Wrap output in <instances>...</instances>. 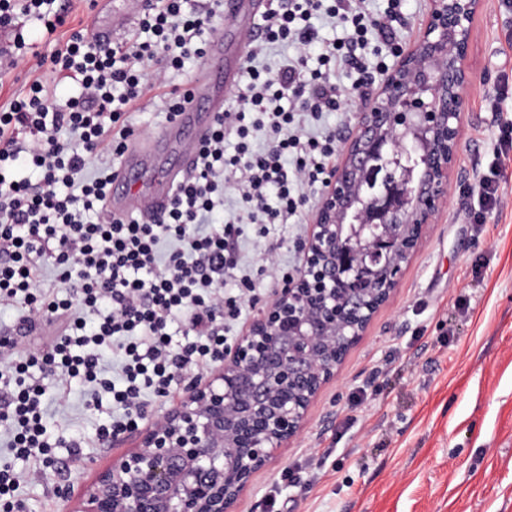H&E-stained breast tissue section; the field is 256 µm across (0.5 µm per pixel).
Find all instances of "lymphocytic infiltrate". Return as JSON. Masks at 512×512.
Segmentation results:
<instances>
[{
	"mask_svg": "<svg viewBox=\"0 0 512 512\" xmlns=\"http://www.w3.org/2000/svg\"><path fill=\"white\" fill-rule=\"evenodd\" d=\"M187 0H157L138 21L139 37L109 46L91 29L58 31L67 11L56 0H0V29L14 33L12 66L25 61L20 18L36 22L55 42L53 72L74 81L79 96L57 103L41 81L0 106V309L18 313L19 329L58 319L61 330L47 349L18 352L0 347V431L11 460L0 462V506L15 501L20 475L14 460L48 454L51 445L41 408L46 395L65 403L69 381L88 385L90 408L100 392L112 395V414L95 429L96 445L137 427L147 392L169 394L183 372L222 361L233 325L262 301H273L289 277L276 255L271 228L301 214L308 192L324 187L336 167V133L323 127L330 112L349 111L388 73L404 51L399 29L405 0H272L259 22L238 83L239 107L216 118L195 149L194 174L175 189L159 215H110L106 198L112 160L121 158L137 131L129 114L162 89L166 121L189 100L188 87L167 88L169 71L189 58H205L223 16L222 0L207 10H186ZM324 20L342 27L340 41L321 37ZM295 56L278 70L256 66L276 47ZM356 75L351 90L338 72ZM499 144L488 169L467 186L478 201L471 223L500 211L503 159L512 153V120L500 122ZM265 131L262 149L253 134ZM30 136L21 146V136ZM234 139L226 152V139ZM38 170L39 182L22 176ZM238 174V218L214 226L210 215L224 203V175ZM257 225L261 259L251 270L238 241L245 224ZM57 271L60 291L43 286V267ZM238 272L234 287L226 277ZM265 275L257 290L254 274ZM113 355L111 378L102 361Z\"/></svg>",
	"mask_w": 512,
	"mask_h": 512,
	"instance_id": "lymphocytic-infiltrate-1",
	"label": "lymphocytic infiltrate"
}]
</instances>
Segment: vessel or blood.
I'll list each match as a JSON object with an SVG mask.
<instances>
[{
	"instance_id": "obj_1",
	"label": "vessel or blood",
	"mask_w": 512,
	"mask_h": 512,
	"mask_svg": "<svg viewBox=\"0 0 512 512\" xmlns=\"http://www.w3.org/2000/svg\"><path fill=\"white\" fill-rule=\"evenodd\" d=\"M269 7V0H224L231 39L216 35L190 86L191 101L179 116L151 137L134 141L124 153L107 197L108 213L158 215L166 210L175 187L193 172L196 144L224 109V87L239 82L245 51Z\"/></svg>"
}]
</instances>
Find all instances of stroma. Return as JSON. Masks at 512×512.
<instances>
[{
  "instance_id": "stroma-1",
  "label": "stroma",
  "mask_w": 512,
  "mask_h": 512,
  "mask_svg": "<svg viewBox=\"0 0 512 512\" xmlns=\"http://www.w3.org/2000/svg\"><path fill=\"white\" fill-rule=\"evenodd\" d=\"M512 13L482 0L471 31L470 85L447 204L390 301L351 347L338 375L311 404L301 434L253 475L236 512H269L277 491L284 512H512V160L498 218L467 221L473 197L461 188L487 168L498 145L500 112L482 109L502 76L512 77L504 41ZM35 54L27 66L0 65V105L33 80L63 102L78 85L37 64L55 43L27 26ZM312 195L302 226H280L277 260L301 265L300 244L320 203ZM87 387L72 381L65 403L47 399L50 436L66 437L50 466L16 461L23 512H72L82 489L113 455L132 449L96 446L98 423L111 412L86 406Z\"/></svg>"
}]
</instances>
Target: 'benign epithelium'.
<instances>
[{
	"label": "benign epithelium",
	"instance_id": "1",
	"mask_svg": "<svg viewBox=\"0 0 512 512\" xmlns=\"http://www.w3.org/2000/svg\"><path fill=\"white\" fill-rule=\"evenodd\" d=\"M479 6L432 0L416 44L357 115L312 214L297 276L161 422L137 431L136 449L112 458L74 512H234L253 474L300 433L312 400L388 302L444 207ZM408 132L425 159L422 180L408 185L395 176L373 198H360L368 157L392 136L403 143ZM357 202L379 234L358 235L353 257L363 268L380 266L381 275L368 288H338L337 232Z\"/></svg>",
	"mask_w": 512,
	"mask_h": 512
}]
</instances>
